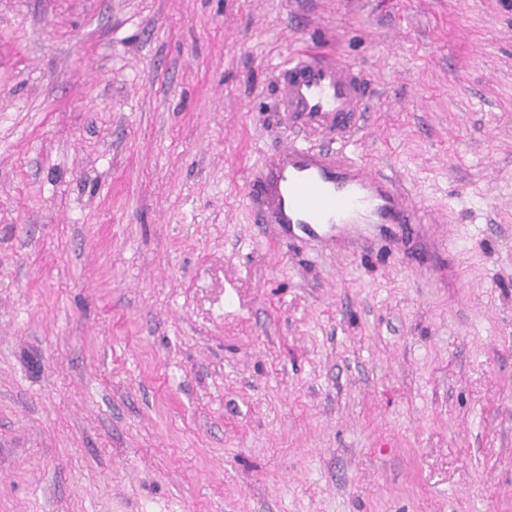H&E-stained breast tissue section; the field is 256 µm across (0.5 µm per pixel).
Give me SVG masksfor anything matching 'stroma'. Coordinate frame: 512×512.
Listing matches in <instances>:
<instances>
[{"mask_svg": "<svg viewBox=\"0 0 512 512\" xmlns=\"http://www.w3.org/2000/svg\"><path fill=\"white\" fill-rule=\"evenodd\" d=\"M306 44L428 263L255 224ZM0 512H512V0H0Z\"/></svg>", "mask_w": 512, "mask_h": 512, "instance_id": "1", "label": "stroma"}]
</instances>
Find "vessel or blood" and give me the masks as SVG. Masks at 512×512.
<instances>
[{"instance_id": "obj_1", "label": "vessel or blood", "mask_w": 512, "mask_h": 512, "mask_svg": "<svg viewBox=\"0 0 512 512\" xmlns=\"http://www.w3.org/2000/svg\"><path fill=\"white\" fill-rule=\"evenodd\" d=\"M283 101L296 119L295 135L265 157L246 185L255 223L313 238L334 237L340 226L371 224L384 233L420 223L421 206L410 193L345 151L369 110L360 72L303 49L288 64ZM318 130L330 135L331 145L303 142V134Z\"/></svg>"}]
</instances>
